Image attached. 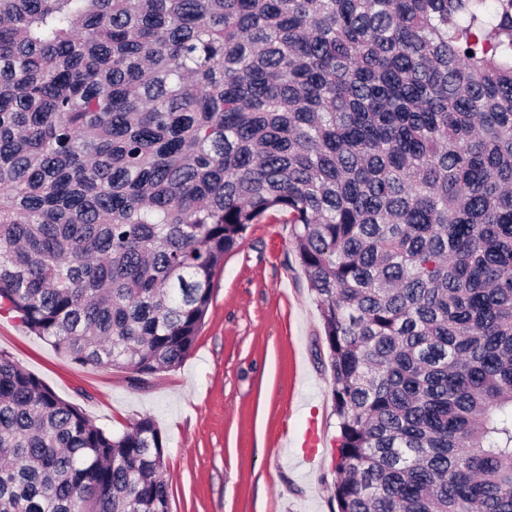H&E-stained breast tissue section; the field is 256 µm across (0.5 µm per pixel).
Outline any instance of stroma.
Segmentation results:
<instances>
[{"instance_id": "obj_1", "label": "stroma", "mask_w": 512, "mask_h": 512, "mask_svg": "<svg viewBox=\"0 0 512 512\" xmlns=\"http://www.w3.org/2000/svg\"><path fill=\"white\" fill-rule=\"evenodd\" d=\"M323 336L291 227L271 218L225 253L191 354L143 382L77 365L0 314V352L97 426L119 435L154 417L171 512H331L338 428ZM310 427L322 442L308 465Z\"/></svg>"}]
</instances>
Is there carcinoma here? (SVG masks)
Returning a JSON list of instances; mask_svg holds the SVG:
<instances>
[{
  "mask_svg": "<svg viewBox=\"0 0 512 512\" xmlns=\"http://www.w3.org/2000/svg\"><path fill=\"white\" fill-rule=\"evenodd\" d=\"M271 215L323 321L332 512H512V0H0V312L167 372ZM165 450L0 352V512H169Z\"/></svg>",
  "mask_w": 512,
  "mask_h": 512,
  "instance_id": "1",
  "label": "carcinoma"
}]
</instances>
